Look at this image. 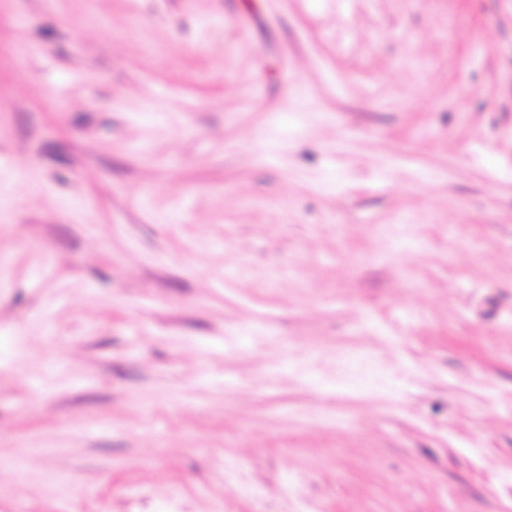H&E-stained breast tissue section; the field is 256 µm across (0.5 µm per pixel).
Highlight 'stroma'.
<instances>
[{"label":"stroma","instance_id":"35a3bbf8","mask_svg":"<svg viewBox=\"0 0 512 512\" xmlns=\"http://www.w3.org/2000/svg\"><path fill=\"white\" fill-rule=\"evenodd\" d=\"M512 512V0H0V512Z\"/></svg>","mask_w":512,"mask_h":512}]
</instances>
